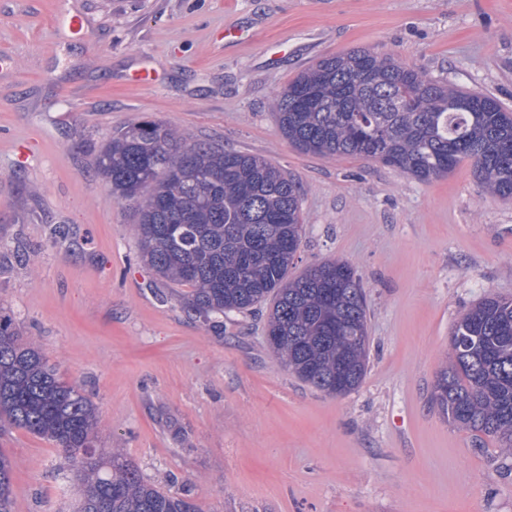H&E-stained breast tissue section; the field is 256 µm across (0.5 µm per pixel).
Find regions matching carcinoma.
<instances>
[{
	"label": "carcinoma",
	"mask_w": 512,
	"mask_h": 512,
	"mask_svg": "<svg viewBox=\"0 0 512 512\" xmlns=\"http://www.w3.org/2000/svg\"><path fill=\"white\" fill-rule=\"evenodd\" d=\"M281 135L306 153L360 155L421 182L462 161L512 201V114L371 49L325 58L274 101ZM113 194L135 203L143 257L191 288L185 308L211 325L270 300L276 359L316 389H357L368 364V304L347 263L290 277L302 237L296 183L263 158L189 143L148 119L129 123L95 158ZM434 400L459 428L512 456V299L483 297L457 320ZM0 420L54 442L84 487L76 512H203L147 483L121 449L93 447L96 407L61 380L33 340L0 318ZM0 512H14L12 463L0 452Z\"/></svg>",
	"instance_id": "1"
}]
</instances>
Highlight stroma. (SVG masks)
Instances as JSON below:
<instances>
[{
  "instance_id": "35a3bbf8",
  "label": "stroma",
  "mask_w": 512,
  "mask_h": 512,
  "mask_svg": "<svg viewBox=\"0 0 512 512\" xmlns=\"http://www.w3.org/2000/svg\"><path fill=\"white\" fill-rule=\"evenodd\" d=\"M74 11L80 38L54 23ZM359 47L512 110V0H0V315L94 402L97 447L204 512H512V457L432 398L460 315L512 298V201L466 161L421 182L279 131L274 97ZM141 118L296 181L295 272L339 259L367 295L357 390L282 367L268 308L206 326L144 262L133 204L95 167ZM0 452L15 512H73L60 447L0 424Z\"/></svg>"
}]
</instances>
